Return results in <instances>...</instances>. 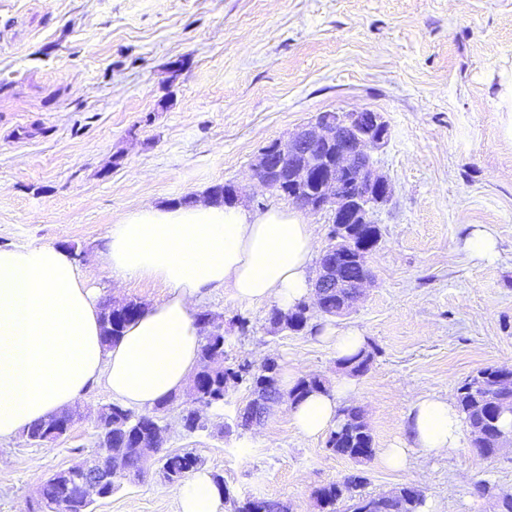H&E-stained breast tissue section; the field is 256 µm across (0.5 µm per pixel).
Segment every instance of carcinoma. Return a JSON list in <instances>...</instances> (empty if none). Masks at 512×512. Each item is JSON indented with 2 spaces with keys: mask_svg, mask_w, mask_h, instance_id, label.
<instances>
[{
  "mask_svg": "<svg viewBox=\"0 0 512 512\" xmlns=\"http://www.w3.org/2000/svg\"><path fill=\"white\" fill-rule=\"evenodd\" d=\"M333 262L338 267L349 270L350 288H322L321 278L315 279V304L328 316L336 315V309L358 300L359 289L354 287L357 280L368 278L371 271L367 259L351 261L339 252H325L320 261L324 267ZM112 303L103 305L101 318V335L103 342L111 345L122 335V329H107V314ZM311 319L310 306L301 302L289 311L279 308L271 310L268 323L273 332L290 331L299 333L304 330L314 332L309 327ZM224 334L211 332L202 337L196 370L207 376L205 395L206 401L212 403L224 399L226 389L244 381L250 382L253 398L241 413L240 426L246 428L265 421L272 407L288 398L292 403L307 394L326 389L325 382L318 377H302L296 386L283 392L279 384L278 366L275 361H266L256 366L248 360H242L224 366ZM372 353L364 351L343 359L342 365L352 375L364 374L370 365ZM508 372L506 367L489 366L479 370L466 379L457 389V405L472 434L471 445L476 453L484 458L495 455L498 451V435L505 431L502 418L492 415L490 406L499 402L507 409H512V382L506 383L502 376ZM174 398L155 407V415L149 420L143 415H136L121 405L113 411L116 421L112 429L99 434V455L108 459L112 465V473L128 476L142 469L145 454L148 451L159 453L157 463L171 482L182 480L188 471V463L199 465V458L191 452L180 454L161 453L164 438L143 434L144 447L133 446L132 440L126 437L128 428L146 426L150 421L160 422L158 412L172 404ZM327 446L337 454L349 457L356 462L361 461L356 455L359 448H372V437L368 424L361 409L346 407L342 410L341 419L336 429L330 432ZM366 478L360 474H352L340 482L333 483L318 490V500L323 512H420L424 505L422 491L401 489L398 492L380 495H364L360 488ZM41 502L47 512H91L92 502L83 500L80 490L73 478L58 473L49 478L41 489ZM232 512H255L260 507L265 512H286L285 506L274 500L261 502L248 499L243 503L230 500Z\"/></svg>",
  "mask_w": 512,
  "mask_h": 512,
  "instance_id": "1",
  "label": "carcinoma"
}]
</instances>
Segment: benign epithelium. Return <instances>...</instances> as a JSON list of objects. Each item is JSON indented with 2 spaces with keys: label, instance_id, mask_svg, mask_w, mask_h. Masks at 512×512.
Wrapping results in <instances>:
<instances>
[{
  "label": "benign epithelium",
  "instance_id": "7a95c632",
  "mask_svg": "<svg viewBox=\"0 0 512 512\" xmlns=\"http://www.w3.org/2000/svg\"><path fill=\"white\" fill-rule=\"evenodd\" d=\"M349 130L339 137L337 126L316 121L291 139L274 141L263 149L255 164V178L271 186L268 174H288V200L313 211L334 210L342 219L331 227L330 243L354 235L355 225L373 220L374 212L387 202L375 180L372 152L386 144L389 127L383 116L369 109L351 110L343 123ZM322 284L342 288L346 281L337 266L324 269ZM90 492L112 491V467L101 458L95 462Z\"/></svg>",
  "mask_w": 512,
  "mask_h": 512
}]
</instances>
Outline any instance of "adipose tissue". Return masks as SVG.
<instances>
[{
	"instance_id": "adipose-tissue-1",
	"label": "adipose tissue",
	"mask_w": 512,
	"mask_h": 512,
	"mask_svg": "<svg viewBox=\"0 0 512 512\" xmlns=\"http://www.w3.org/2000/svg\"><path fill=\"white\" fill-rule=\"evenodd\" d=\"M104 270L117 281H155L169 295L133 318L113 346L100 337L96 293L65 252L51 245L0 248V440L47 419L97 385L130 406L154 407L190 382L201 328L195 305L205 289L241 302L290 310L314 293L309 271L319 242L297 211L254 213L241 205H145L111 225ZM355 386L343 379L290 407L295 430L315 438L338 424ZM407 442L381 449L390 469L411 449L449 455L462 418L452 396L420 397L408 413ZM179 512H217L224 496L206 471L179 487Z\"/></svg>"
}]
</instances>
